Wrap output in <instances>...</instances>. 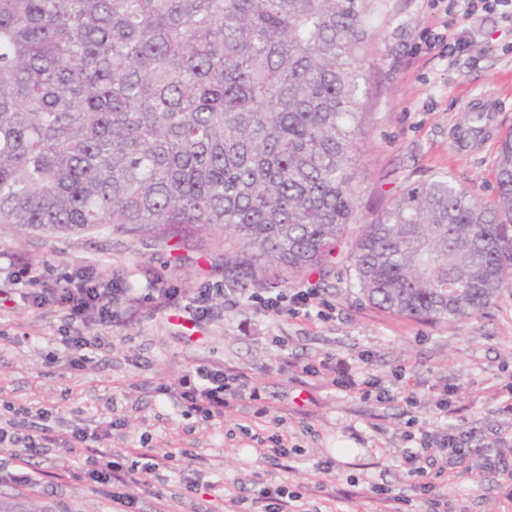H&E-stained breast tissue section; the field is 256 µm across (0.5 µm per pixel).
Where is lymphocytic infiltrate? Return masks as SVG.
<instances>
[{
	"mask_svg": "<svg viewBox=\"0 0 512 512\" xmlns=\"http://www.w3.org/2000/svg\"><path fill=\"white\" fill-rule=\"evenodd\" d=\"M12 282L26 286V296L34 306L52 303L64 309L70 322L110 327L120 319V313L112 303L122 296V289L99 287L91 272L68 276L53 285L38 264L26 262L22 265L21 275L13 277ZM242 397L256 402V417L266 415L267 407L262 403L260 391L250 385L247 374L217 370L200 361L195 362L191 370L169 390V399L174 407L205 419L223 418L231 401ZM32 416L41 419V427L33 434L19 432L20 418ZM49 418V412L42 408L14 409L12 419L0 427V446L14 449L15 460L24 464L32 453L64 445L68 452L83 462L82 467L72 471V478L87 477L100 484L112 485V500L120 505V512H132L135 504L134 498L124 495L123 489L138 480L137 459H144L147 467L155 470L168 469L173 459L172 453L149 447L144 439L138 445L126 448L104 447L100 434L85 426L75 428L62 444L49 425ZM432 446V434H425L419 448L404 456L407 474L414 480L419 499L430 508L436 504V479L447 472L449 460L459 459L463 454L462 449L455 447L451 450L450 459L439 461L430 454ZM207 488L211 512H306L300 495L288 492L280 485L264 486L249 499L227 493L219 481L208 483Z\"/></svg>",
	"mask_w": 512,
	"mask_h": 512,
	"instance_id": "lymphocytic-infiltrate-1",
	"label": "lymphocytic infiltrate"
}]
</instances>
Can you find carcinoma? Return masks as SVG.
Segmentation results:
<instances>
[{
    "label": "carcinoma",
    "mask_w": 512,
    "mask_h": 512,
    "mask_svg": "<svg viewBox=\"0 0 512 512\" xmlns=\"http://www.w3.org/2000/svg\"><path fill=\"white\" fill-rule=\"evenodd\" d=\"M386 0H0V225L218 235L270 288L336 265L391 314L448 320L512 283V133L497 195L438 173L362 217L355 169Z\"/></svg>",
    "instance_id": "1"
}]
</instances>
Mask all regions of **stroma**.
Masks as SVG:
<instances>
[{
    "mask_svg": "<svg viewBox=\"0 0 512 512\" xmlns=\"http://www.w3.org/2000/svg\"><path fill=\"white\" fill-rule=\"evenodd\" d=\"M436 33L463 38L468 47L448 54L444 45H431ZM362 70L365 122L356 170L364 206L399 193L407 179L437 172L481 199L494 196L496 148L512 133V15L496 10L466 20L447 16L433 0H387ZM480 95L496 109L484 113L474 134L472 100ZM0 252L39 263L55 277L89 269L100 282L125 288L145 287L151 277L161 288L223 289L211 318L196 325L179 326L144 303L129 323L89 328L101 343L82 372L67 366L58 343L67 325L61 308L34 307L18 290L0 301V329L8 333L0 340V399L56 408L51 424L63 435L78 418H119L126 428L111 447L144 434L153 448L196 451L195 460L176 459L170 472L140 469L138 483L127 488L140 512H205L207 495L187 492L179 479L195 470L248 497L263 483L286 486L307 496L310 512H391L359 489L378 483L414 496L402 467L404 436L442 428L465 456L449 466L437 512H512V483L482 467L492 459L512 468V415L502 411L512 398V287L476 317L421 321L369 305L342 263L328 276L313 273L294 284L316 289L331 307L328 316H277L263 300L289 286L227 289L230 272L217 246L169 247L109 230L21 234L4 225ZM198 359L243 371L263 387L270 404L265 420L253 419L246 399L234 401L220 420L177 411L158 387L176 383ZM325 364L364 371L398 397L363 400L333 386L330 375L300 372ZM408 392L418 396L417 407L403 401ZM437 394L447 395V411L435 408ZM75 407L81 417L72 415ZM255 432L287 438L288 457L260 461ZM14 454L0 447V506L113 512L110 486L70 478L73 455L53 448L33 456L41 481L27 487L6 479ZM319 483L325 492H316Z\"/></svg>",
    "mask_w": 512,
    "mask_h": 512,
    "instance_id": "35a3bbf8",
    "label": "stroma"
}]
</instances>
